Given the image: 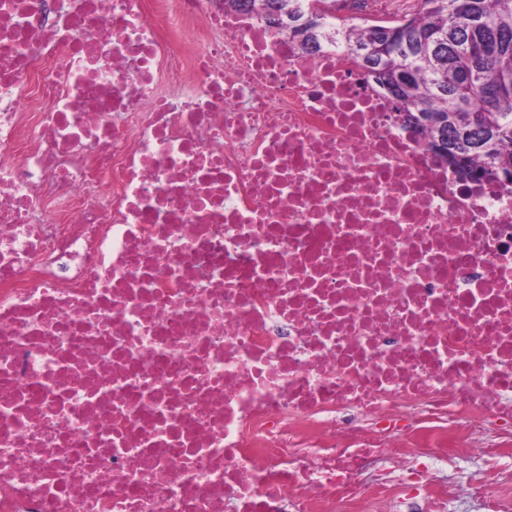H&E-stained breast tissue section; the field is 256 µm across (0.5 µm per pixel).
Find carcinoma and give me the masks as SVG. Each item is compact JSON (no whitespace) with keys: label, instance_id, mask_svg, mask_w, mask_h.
<instances>
[{"label":"carcinoma","instance_id":"cac0c4a2","mask_svg":"<svg viewBox=\"0 0 512 512\" xmlns=\"http://www.w3.org/2000/svg\"><path fill=\"white\" fill-rule=\"evenodd\" d=\"M266 20L278 12L306 49L323 40L348 51L366 83L392 100L430 151L471 181L512 188V0H418L415 12L358 27L339 22L336 0H224ZM312 26L294 28L312 11Z\"/></svg>","mask_w":512,"mask_h":512}]
</instances>
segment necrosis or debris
<instances>
[{
  "instance_id": "4bbe7bcc",
  "label": "necrosis or debris",
  "mask_w": 512,
  "mask_h": 512,
  "mask_svg": "<svg viewBox=\"0 0 512 512\" xmlns=\"http://www.w3.org/2000/svg\"><path fill=\"white\" fill-rule=\"evenodd\" d=\"M511 457L512 191L224 0H0V512H512ZM488 468L478 459L462 458L451 473L463 484L470 482H484Z\"/></svg>"
}]
</instances>
